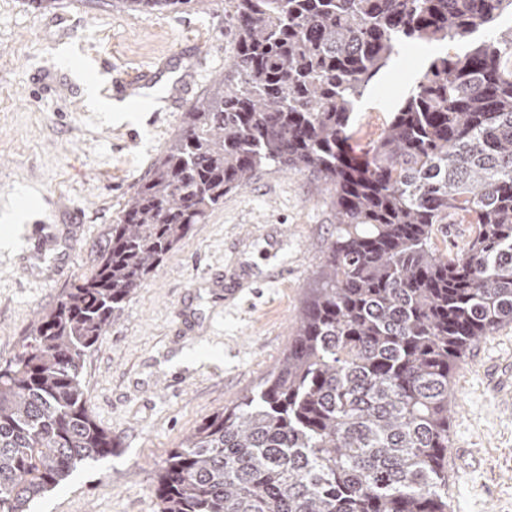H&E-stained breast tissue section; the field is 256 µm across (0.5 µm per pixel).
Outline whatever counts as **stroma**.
I'll list each match as a JSON object with an SVG mask.
<instances>
[{
	"mask_svg": "<svg viewBox=\"0 0 512 512\" xmlns=\"http://www.w3.org/2000/svg\"><path fill=\"white\" fill-rule=\"evenodd\" d=\"M236 38L224 0L176 11H129L115 0H0V214L23 221L0 242V364L20 355L40 315L90 276L120 210L148 175L184 112L223 73ZM139 77L134 112H97L84 80L98 62ZM427 64L399 52L355 106L354 148H366ZM156 98L163 109L150 111ZM336 232L315 173L272 165L224 197L165 256L84 358L96 422L111 455L79 465L32 512H159L155 476L207 416L257 389L288 348ZM48 236L58 270L35 282L29 240ZM249 281L213 301L205 272ZM194 331L178 335L180 318ZM451 387L448 512H512V323L459 359Z\"/></svg>",
	"mask_w": 512,
	"mask_h": 512,
	"instance_id": "1",
	"label": "stroma"
}]
</instances>
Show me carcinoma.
Instances as JSON below:
<instances>
[{
	"mask_svg": "<svg viewBox=\"0 0 512 512\" xmlns=\"http://www.w3.org/2000/svg\"><path fill=\"white\" fill-rule=\"evenodd\" d=\"M176 10L191 0H121ZM231 64L112 225L95 271L0 366V512L118 446L82 361L224 195L278 165L330 186L336 235L288 351L156 474L160 512H448L456 360L512 322V0H225ZM437 54L363 154L355 103L401 44ZM474 225L453 257L437 225Z\"/></svg>",
	"mask_w": 512,
	"mask_h": 512,
	"instance_id": "carcinoma-1",
	"label": "carcinoma"
}]
</instances>
